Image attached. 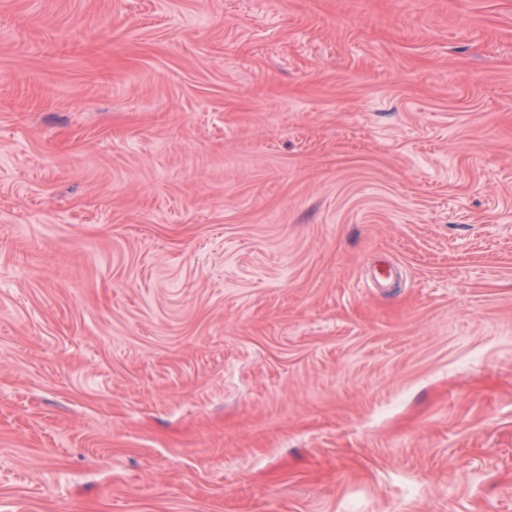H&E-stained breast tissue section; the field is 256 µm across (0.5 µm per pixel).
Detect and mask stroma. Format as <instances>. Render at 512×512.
Returning <instances> with one entry per match:
<instances>
[{"label": "stroma", "instance_id": "obj_1", "mask_svg": "<svg viewBox=\"0 0 512 512\" xmlns=\"http://www.w3.org/2000/svg\"><path fill=\"white\" fill-rule=\"evenodd\" d=\"M0 512H512V0H0Z\"/></svg>", "mask_w": 512, "mask_h": 512}]
</instances>
